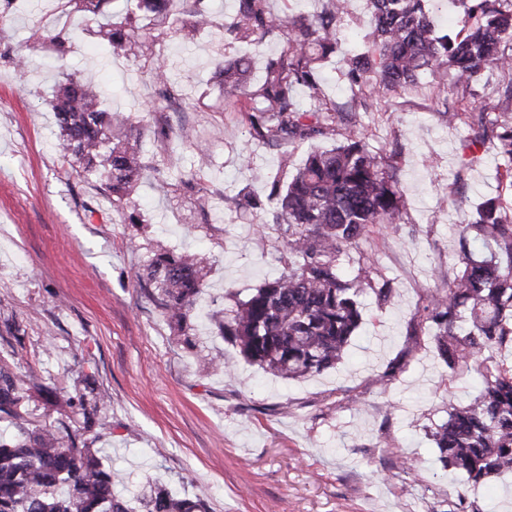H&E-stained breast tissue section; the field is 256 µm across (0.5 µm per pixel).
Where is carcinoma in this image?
<instances>
[{
	"label": "carcinoma",
	"instance_id": "carcinoma-1",
	"mask_svg": "<svg viewBox=\"0 0 512 512\" xmlns=\"http://www.w3.org/2000/svg\"><path fill=\"white\" fill-rule=\"evenodd\" d=\"M111 0H64L70 13L92 21L116 52L137 44L135 30L112 21ZM128 12L148 11L169 18L176 0H122ZM462 29L456 35L436 31L430 0H369L365 49L345 61L353 96L367 107L359 82L375 78L374 90L385 96L406 89L429 70L453 74L456 95L465 96L475 77L488 69L512 71V0H468ZM347 0H330V8L311 16L272 13L266 0H237L227 28L237 43L260 44L275 31L286 36L281 53L270 59L261 83L249 87L251 61L232 57L220 65L224 98L249 116L253 141L270 145L285 139L326 136L336 128V105L319 94L316 70L336 44ZM66 52L62 33L43 34ZM297 86L309 90L311 104L299 106ZM53 111L61 131L65 161L88 175L99 174L114 200L123 202L145 175L139 151L114 124L100 94L79 78L58 85ZM345 142L308 153L304 163L276 193L280 223L288 225V274L257 288L219 331L239 342L243 356L264 370L300 378L336 364L362 322L360 296L364 277L342 275L340 256L359 244L369 228L392 224L403 196L382 156L371 150L359 131V114L347 113ZM473 137L468 151L485 142L486 115L469 113ZM493 147L505 161L499 179L512 188V116L495 123ZM441 288L427 294L426 319L435 327V349L452 370H470L483 379L480 394L467 405L448 403V417L432 431L438 460L472 486L512 471V364L495 354L512 349V205L498 194L476 208L471 224L461 226L456 271ZM137 281L168 320L181 327L190 318L202 288L201 268L188 253L163 248L149 260ZM57 414L53 420L32 417L29 403ZM0 422L13 434L0 435V512H206L201 501L177 498L154 487L131 499L112 492V470L91 448L93 439L112 427L106 402L89 375H79L73 391L46 384L40 371H15L0 355Z\"/></svg>",
	"mask_w": 512,
	"mask_h": 512
}]
</instances>
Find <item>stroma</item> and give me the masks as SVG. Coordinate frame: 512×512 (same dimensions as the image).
Listing matches in <instances>:
<instances>
[{
	"label": "stroma",
	"mask_w": 512,
	"mask_h": 512,
	"mask_svg": "<svg viewBox=\"0 0 512 512\" xmlns=\"http://www.w3.org/2000/svg\"><path fill=\"white\" fill-rule=\"evenodd\" d=\"M202 6L216 28L193 29L187 2L163 23L137 18L139 40L153 49L145 56L111 54L60 0H0V316L24 331L0 336V353L67 389L78 371L94 375L112 423L94 448L120 497L159 484L202 500L207 512H459L465 504L512 512L511 472L474 488L436 460L431 429L481 384L475 373L448 372L420 317L434 271L458 259V226L500 192V158L487 144L461 166L469 129L442 114L450 80L426 73L360 110L343 68L347 53L365 46L368 13L366 0H348L319 81L342 111L358 112L404 208L341 257L346 277L364 267L369 279L363 321L339 363L296 379L262 370L218 336L215 318L286 271L288 227L274 221L271 184H288L308 152L343 143L345 127L302 144L255 145L224 98L217 65L246 53L261 78L283 37L256 48L232 42L221 26L236 0ZM36 25L66 32L65 55L30 40ZM66 73L98 88L107 109L140 134L147 176L127 201H113L102 181L56 150L51 100ZM511 83L485 72L471 90L504 118ZM168 85L176 106L164 110ZM160 246L196 254L205 271L185 335L135 278Z\"/></svg>",
	"instance_id": "1"
}]
</instances>
